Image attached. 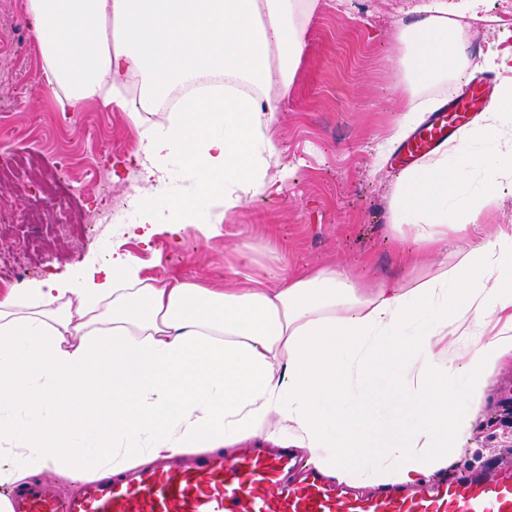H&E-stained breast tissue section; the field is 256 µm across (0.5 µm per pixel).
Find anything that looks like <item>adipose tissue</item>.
<instances>
[{
  "label": "adipose tissue",
  "mask_w": 512,
  "mask_h": 512,
  "mask_svg": "<svg viewBox=\"0 0 512 512\" xmlns=\"http://www.w3.org/2000/svg\"><path fill=\"white\" fill-rule=\"evenodd\" d=\"M318 0H25L43 82L62 111L89 102L126 113L140 168L131 205L145 234L220 235L242 203L288 177L270 127L291 85ZM492 0H421L397 21L412 90L402 125L438 102L427 89L470 69L458 20ZM138 76L143 109L188 87L165 123L130 110L119 87ZM458 167H450V157ZM193 179L173 191L171 164ZM512 190V113H482L459 145L402 170L391 223L417 252L446 260L407 281L367 287L342 266L252 273L218 288L151 277L127 253L66 278L0 291V512L10 491L52 474L73 486L188 450L264 439L351 485H406L448 466L474 407L512 359V225L479 217ZM475 341L472 353L444 343ZM407 375L375 389L391 366ZM397 399L401 418L382 403Z\"/></svg>",
  "instance_id": "obj_1"
}]
</instances>
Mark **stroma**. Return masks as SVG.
<instances>
[{"mask_svg": "<svg viewBox=\"0 0 512 512\" xmlns=\"http://www.w3.org/2000/svg\"><path fill=\"white\" fill-rule=\"evenodd\" d=\"M413 4L318 0L295 78L271 125L287 181L280 191L244 202L220 236L190 234L176 247L163 232L146 241L123 234L122 224L134 221L129 210L122 224L98 223L99 214L123 208L132 193L138 175L124 159L137 147V132L125 113L94 102L61 111L38 87L42 62L23 0H0V126L27 129L8 150L37 156L36 181L100 159L115 172L109 187L87 179L54 204L34 189L0 182V202L15 216L0 224V257L21 261L33 282L71 274L117 247L138 258L147 275L220 285L234 276L236 248L250 244L260 268L345 265L365 283L409 277L401 257L413 243L390 226L389 188L401 170L391 136L409 98L393 33ZM489 458L512 466V422L488 398L449 468L459 472Z\"/></svg>", "mask_w": 512, "mask_h": 512, "instance_id": "stroma-1", "label": "stroma"}]
</instances>
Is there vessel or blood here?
I'll use <instances>...</instances> for the list:
<instances>
[{
    "instance_id": "b4317fda",
    "label": "vessel or blood",
    "mask_w": 512,
    "mask_h": 512,
    "mask_svg": "<svg viewBox=\"0 0 512 512\" xmlns=\"http://www.w3.org/2000/svg\"><path fill=\"white\" fill-rule=\"evenodd\" d=\"M490 101L480 89L450 100L430 125L403 146L407 164L447 146L469 113ZM290 449L254 450L234 458L201 456L193 464L169 463L132 477L86 483L62 494L48 480L13 494L14 512H512V468L494 461L448 475L422 490L385 489L358 495L309 474L298 483Z\"/></svg>"
}]
</instances>
